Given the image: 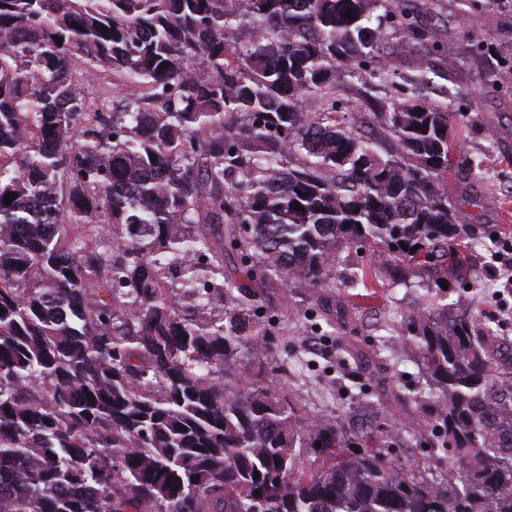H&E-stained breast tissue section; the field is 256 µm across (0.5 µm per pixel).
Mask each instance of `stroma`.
<instances>
[{"instance_id": "obj_1", "label": "stroma", "mask_w": 512, "mask_h": 512, "mask_svg": "<svg viewBox=\"0 0 512 512\" xmlns=\"http://www.w3.org/2000/svg\"><path fill=\"white\" fill-rule=\"evenodd\" d=\"M404 3L421 20L424 37L410 40L385 28L382 63L399 83L430 68L436 77L429 97L446 98L450 113L466 116L450 128L455 147L445 189L471 239L461 264L448 266V298L465 297L481 321H495L498 335L512 338V293L496 276L503 258L512 255V0H471L467 7L459 0ZM364 87L361 76L344 77L336 97L363 112L362 134L377 139L379 151H388L381 121L389 103L383 93L364 94ZM475 159L482 161L484 174L469 171ZM341 256L342 265L332 272L338 286L325 298L274 281L263 290L262 313L284 332L287 348L304 359L291 376L270 375L293 390L302 415L351 408L361 419L367 412L353 408L350 378L358 379L369 402L399 387L419 389L424 382L414 364L379 358L378 336L384 327L400 333L407 316L431 301L433 273L415 268L402 276L384 269L377 257L352 249ZM360 271L364 285L351 287L352 274ZM473 280L478 289L465 292ZM347 344L354 354L344 360L340 350Z\"/></svg>"}]
</instances>
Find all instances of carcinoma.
I'll return each mask as SVG.
<instances>
[{
    "mask_svg": "<svg viewBox=\"0 0 512 512\" xmlns=\"http://www.w3.org/2000/svg\"><path fill=\"white\" fill-rule=\"evenodd\" d=\"M384 21L419 36L400 0H0V512H512V341L469 306L379 337L426 377L422 432L303 420L237 370L288 372L259 284L324 292L355 246L440 291L469 237L443 186L465 116L425 102L426 67L394 82ZM75 58L145 94L87 107ZM367 65L385 154L336 116Z\"/></svg>",
    "mask_w": 512,
    "mask_h": 512,
    "instance_id": "obj_1",
    "label": "carcinoma"
}]
</instances>
